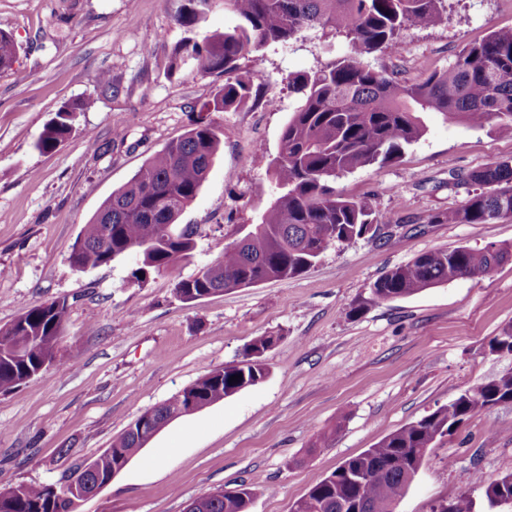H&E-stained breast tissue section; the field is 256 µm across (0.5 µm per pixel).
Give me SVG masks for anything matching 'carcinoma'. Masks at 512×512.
<instances>
[{"label":"carcinoma","instance_id":"cac0c4a2","mask_svg":"<svg viewBox=\"0 0 512 512\" xmlns=\"http://www.w3.org/2000/svg\"><path fill=\"white\" fill-rule=\"evenodd\" d=\"M212 0H181L176 20L185 37L169 58L168 73L195 61L203 75L224 78L212 100L200 111H226L252 99L257 74L241 66L269 46H286L309 30L342 38L347 51L333 64L291 75L290 87L299 104L284 126L277 156L269 162L273 196L260 222L224 245V255L175 284L177 296L195 301L210 294L298 277L308 272L325 251L337 244L381 236L378 211L369 198H348L336 191L337 178L359 168L401 157L419 140L422 114L441 112L450 119L512 136V28L491 32L484 40L460 49L444 70L419 82H399L394 72L375 69L365 57L398 53L412 28H430L443 19L444 0H224V9L239 23L222 32L200 33ZM18 45L0 29V71L10 69ZM95 104L91 97L65 102L36 143L42 152L56 150L75 130L76 114ZM221 140L200 116L183 136L155 153L124 185L112 191L73 245L70 262L78 269L107 266L134 254L139 266L129 281L143 284L153 273H170L195 249L193 232L176 221L197 197ZM460 182L477 186L458 208L437 212L430 224H489L512 218V160L472 169ZM512 258V246L483 249L457 246L420 253L395 266L370 287L372 300L409 297L458 278H482ZM67 302L53 300L24 311L0 334L13 337L18 354L0 345V392H10L57 363V343ZM273 338L260 336L241 359L198 378L156 407L157 421L187 401L190 393L201 411L266 376L258 355ZM493 352L512 357V325L490 344ZM233 375L242 379L234 383ZM512 402V369L480 382L421 419L384 437L374 447L343 461L312 486L298 512H395L436 437L451 433L473 414ZM147 441L134 421L96 457L88 482L112 477L117 463L112 449L133 457ZM469 480L483 489L487 505L509 494L512 473L487 482L473 473ZM255 489L241 485L223 498L206 502V512H249ZM0 512H71V502L46 493L43 485H27L23 495L0 491ZM432 512H478L475 499L463 493L432 508Z\"/></svg>","mask_w":512,"mask_h":512}]
</instances>
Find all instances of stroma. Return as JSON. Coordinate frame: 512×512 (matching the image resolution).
<instances>
[{
  "label": "stroma",
  "instance_id": "obj_1",
  "mask_svg": "<svg viewBox=\"0 0 512 512\" xmlns=\"http://www.w3.org/2000/svg\"><path fill=\"white\" fill-rule=\"evenodd\" d=\"M180 0H0V29L20 50L0 73V327L26 308L64 299L57 358L18 390L0 393V490L45 485L99 455L143 412L205 373L240 359L259 336L269 370L258 384L180 417L154 437L77 512H185L194 499L255 486L249 512H291L292 504L345 459L448 404L472 385L512 368L491 340L512 324V260L481 279L459 278L413 296L369 302L370 285L416 254L466 245H512V220L431 224L468 189L454 174L512 159V139L442 113L396 161L336 182L370 198L396 227L392 239H359L326 251L307 273L186 302L188 278L224 254L240 227L271 199L268 161L298 96L288 78L333 64L342 40L318 31L248 61L258 77L248 106L207 113L221 148L181 225L196 247L177 276L130 284L137 260L76 270L69 256L85 224L145 161L182 136L220 80L194 62L169 76L167 58L184 36ZM443 23L411 29L398 55H368L374 68L414 83L448 68L465 45L512 27V0H445ZM115 87L102 93L99 70ZM94 97L58 150L34 144L68 101ZM279 105L270 108L269 97ZM335 428L326 448L318 432ZM512 473V403L475 413L438 437L397 512H430L466 488L460 475Z\"/></svg>",
  "mask_w": 512,
  "mask_h": 512
}]
</instances>
